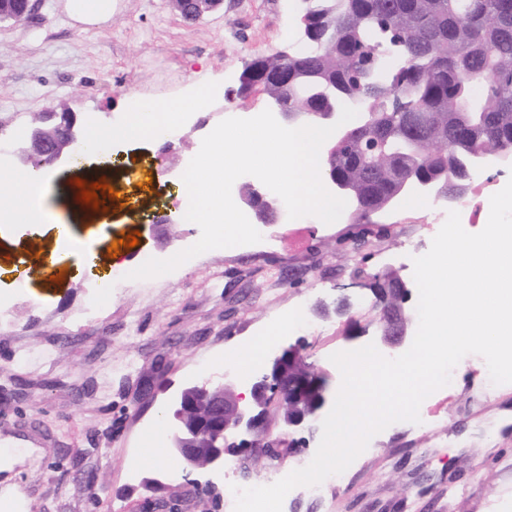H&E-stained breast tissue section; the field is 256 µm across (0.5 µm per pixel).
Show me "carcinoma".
Wrapping results in <instances>:
<instances>
[{
	"label": "carcinoma",
	"instance_id": "1",
	"mask_svg": "<svg viewBox=\"0 0 512 512\" xmlns=\"http://www.w3.org/2000/svg\"><path fill=\"white\" fill-rule=\"evenodd\" d=\"M298 21L307 45L247 62L236 97L258 85L294 113L357 109L332 164L371 212L406 178L446 190L481 151L512 161V0H301ZM397 282L377 284L389 304Z\"/></svg>",
	"mask_w": 512,
	"mask_h": 512
}]
</instances>
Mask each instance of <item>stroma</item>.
<instances>
[{
  "label": "stroma",
  "mask_w": 512,
  "mask_h": 512,
  "mask_svg": "<svg viewBox=\"0 0 512 512\" xmlns=\"http://www.w3.org/2000/svg\"><path fill=\"white\" fill-rule=\"evenodd\" d=\"M64 0H42L30 23L0 28V164L19 167L31 116L66 102L80 126L121 129L137 96L167 104L202 80L219 90L204 112L189 114L168 151L118 146L126 173L102 160L84 173L54 167L55 206L80 236L97 235L104 262L168 258L201 231L181 220L183 161L228 117L267 109L263 94L230 103L248 60L275 54L299 34L298 0H224L218 11L184 22L167 0H113L112 20L80 33ZM111 184L108 227L80 200L78 181ZM171 206L179 221L164 236L143 232L142 215ZM432 200L409 195L363 227L349 215L332 224L314 216L265 227L261 242L215 249L187 267L149 280H119L111 300L93 303L90 278L32 267L42 297L0 285V448L13 438L32 447L0 458V512H225L224 473L174 476L173 455L141 462L158 408L189 386L224 383L222 354L301 311L306 328L280 346L301 344L307 363L337 393L330 356L374 342L380 309L375 277L396 272L418 298L414 257L439 224ZM139 243L109 255L113 243ZM153 381L154 397L140 393ZM421 424L397 422L375 435L343 482L320 497L289 492L282 512H512V384H493L485 360L464 357L449 386L421 404ZM158 479L157 491L142 482Z\"/></svg>",
  "instance_id": "35a3bbf8"
}]
</instances>
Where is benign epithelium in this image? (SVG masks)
Here are the masks:
<instances>
[{"label": "benign epithelium", "instance_id": "1", "mask_svg": "<svg viewBox=\"0 0 512 512\" xmlns=\"http://www.w3.org/2000/svg\"><path fill=\"white\" fill-rule=\"evenodd\" d=\"M173 7L187 21H196L221 5L223 0H169ZM41 4V0H18L11 11H4L0 2V23L13 21L19 23L32 18ZM80 141L76 124L54 126L47 124L34 126L28 136L27 145L21 148L19 159L28 165L36 155H48L52 164L69 159ZM471 171L499 169V160L488 154L475 156ZM331 190L347 198L353 208L352 215L362 210L360 201L354 198L341 179L333 176L328 182ZM253 196L242 200L251 210L255 223L274 224L282 219L287 210L282 201L261 187H252ZM175 219L166 209H158L148 215L144 227L153 237L158 236L160 225L173 224ZM404 301L390 313L382 317V327L377 336L379 344L389 354L403 350L413 342L403 308ZM302 348L291 345L276 352L266 363L262 372L255 378L250 388V399L236 391L233 380L224 383L223 399L215 406L211 420L204 423L188 419L189 399L196 397L204 402L212 401L213 392L207 384L185 389L180 398L167 409V416L175 427L173 454L185 476L189 477L199 469L220 468L224 466L225 456L233 448L239 452L254 448H279L283 440H269L261 435L266 427V415L273 404L286 401L293 404L286 425L292 428L305 426L324 408L327 399L310 403L306 393L318 382L321 375L306 367Z\"/></svg>", "mask_w": 512, "mask_h": 512}]
</instances>
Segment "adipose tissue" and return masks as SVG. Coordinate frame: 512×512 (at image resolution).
<instances>
[{"instance_id": "ef3b65f1", "label": "adipose tissue", "mask_w": 512, "mask_h": 512, "mask_svg": "<svg viewBox=\"0 0 512 512\" xmlns=\"http://www.w3.org/2000/svg\"><path fill=\"white\" fill-rule=\"evenodd\" d=\"M211 92L201 89L189 101L179 100L166 106L145 99H132L130 118L119 131L94 128L79 142L72 167L81 168L96 159L110 158L117 143L160 144L174 138L187 110L202 109ZM53 182L52 170L34 172L28 169H0V224L22 225L33 235L51 230L55 248L49 255L53 264L63 265L91 277L98 300L112 297V270L103 266L94 242L76 237L70 224L58 220L50 204Z\"/></svg>"}]
</instances>
